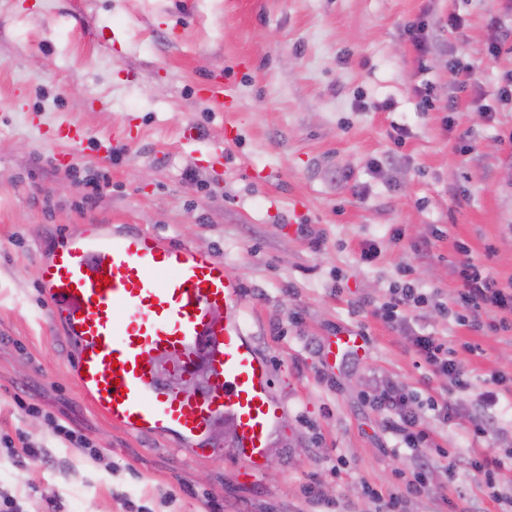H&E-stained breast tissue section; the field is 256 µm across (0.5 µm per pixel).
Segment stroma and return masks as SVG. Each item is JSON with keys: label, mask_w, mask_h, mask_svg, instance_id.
Listing matches in <instances>:
<instances>
[{"label": "stroma", "mask_w": 512, "mask_h": 512, "mask_svg": "<svg viewBox=\"0 0 512 512\" xmlns=\"http://www.w3.org/2000/svg\"><path fill=\"white\" fill-rule=\"evenodd\" d=\"M416 19L433 41L423 56L404 32ZM456 60L476 72L463 92ZM507 74L512 0H0V439L51 453L15 446L22 462H0V487L35 486L24 512L53 495L65 512H372L368 489L400 487L414 466L367 401L386 386L411 396L433 447L468 454L477 397L512 398V333L459 325L453 302L459 245L512 279V102L496 100ZM211 75L231 87V111L200 96ZM62 125L82 140L54 139ZM90 224L191 246L243 283L251 340L288 407L267 467L234 477L225 432L206 456L129 434L79 390L37 265ZM425 240L427 259L414 249ZM370 242L380 256L367 265ZM407 268L438 292L412 328L455 348L470 391L381 318ZM343 328L368 348L328 363L322 347ZM446 399L457 413L444 422L432 405ZM58 424L96 456L61 443ZM430 481L434 497H409L406 512L500 510L477 477L441 468ZM312 483L322 502L304 496Z\"/></svg>", "instance_id": "stroma-1"}]
</instances>
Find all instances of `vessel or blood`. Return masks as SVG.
<instances>
[{
	"instance_id": "obj_1",
	"label": "vessel or blood",
	"mask_w": 512,
	"mask_h": 512,
	"mask_svg": "<svg viewBox=\"0 0 512 512\" xmlns=\"http://www.w3.org/2000/svg\"><path fill=\"white\" fill-rule=\"evenodd\" d=\"M38 280L72 348L78 386L113 424L172 433L199 455L225 424L233 430L226 458L237 474L267 465L288 408L250 340L242 284L222 260L139 229L92 224L53 248ZM365 344L348 329L325 354L338 361Z\"/></svg>"
}]
</instances>
